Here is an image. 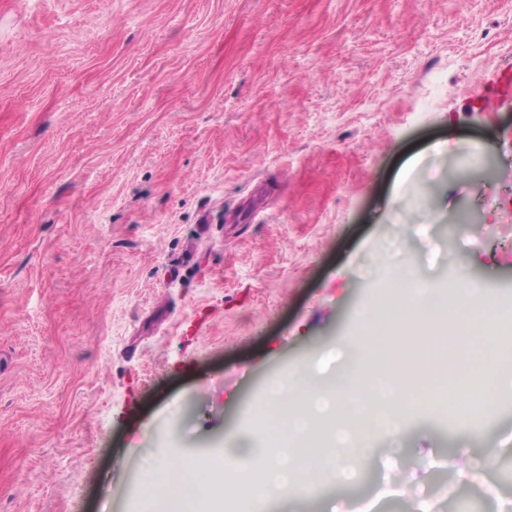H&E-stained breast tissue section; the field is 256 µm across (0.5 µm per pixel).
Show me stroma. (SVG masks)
I'll return each instance as SVG.
<instances>
[{"label": "stroma", "instance_id": "35a3bbf8", "mask_svg": "<svg viewBox=\"0 0 512 512\" xmlns=\"http://www.w3.org/2000/svg\"><path fill=\"white\" fill-rule=\"evenodd\" d=\"M510 69L512 0H0V512H146L400 262L512 303ZM510 471L502 401L268 512H505Z\"/></svg>", "mask_w": 512, "mask_h": 512}]
</instances>
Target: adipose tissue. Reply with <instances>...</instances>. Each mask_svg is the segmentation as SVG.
Wrapping results in <instances>:
<instances>
[{
	"instance_id": "adipose-tissue-1",
	"label": "adipose tissue",
	"mask_w": 512,
	"mask_h": 512,
	"mask_svg": "<svg viewBox=\"0 0 512 512\" xmlns=\"http://www.w3.org/2000/svg\"><path fill=\"white\" fill-rule=\"evenodd\" d=\"M432 300L415 270L400 264L393 288L360 313L362 331L350 341L353 362L330 380L308 374L289 378L290 392L267 399L273 418L263 429L259 449L265 459L261 479H254L245 456L235 462L217 457L164 459L141 479L150 512H201L204 503L222 512H263L273 496L290 498L299 489L329 479L343 484L349 466L374 456L377 437L402 434L419 404L406 379L444 373L451 390L434 402L435 410L462 405L489 408L491 399H512V371L501 368L512 357V304L499 303L485 289L469 283ZM420 326L432 340L398 347L395 333ZM475 347L483 362L465 361L443 370L448 343Z\"/></svg>"
}]
</instances>
